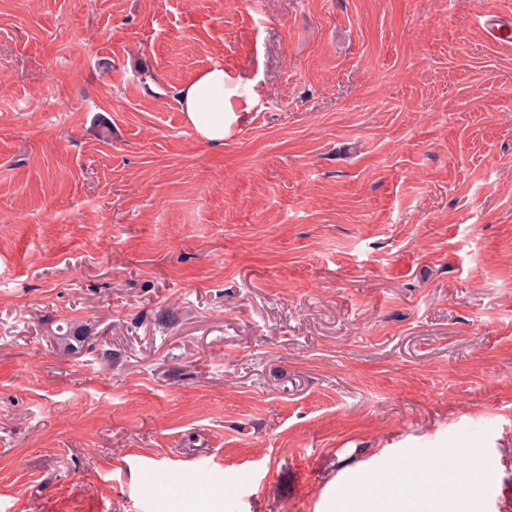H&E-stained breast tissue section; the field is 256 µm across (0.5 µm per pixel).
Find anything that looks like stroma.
Here are the masks:
<instances>
[{
	"label": "stroma",
	"mask_w": 512,
	"mask_h": 512,
	"mask_svg": "<svg viewBox=\"0 0 512 512\" xmlns=\"http://www.w3.org/2000/svg\"><path fill=\"white\" fill-rule=\"evenodd\" d=\"M490 12L512 0H0V512H325L419 450L512 512ZM216 63L259 94L220 144L177 95Z\"/></svg>",
	"instance_id": "35a3bbf8"
}]
</instances>
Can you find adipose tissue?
Listing matches in <instances>:
<instances>
[{
	"label": "adipose tissue",
	"instance_id": "obj_1",
	"mask_svg": "<svg viewBox=\"0 0 512 512\" xmlns=\"http://www.w3.org/2000/svg\"><path fill=\"white\" fill-rule=\"evenodd\" d=\"M179 104L188 124L203 140L223 143L227 132L226 115L250 111L257 97L252 84H241L223 66L214 65L199 72L178 91ZM423 484L414 481L391 482L372 495L347 497L341 512H459V499L449 494L438 468L422 465Z\"/></svg>",
	"mask_w": 512,
	"mask_h": 512
}]
</instances>
